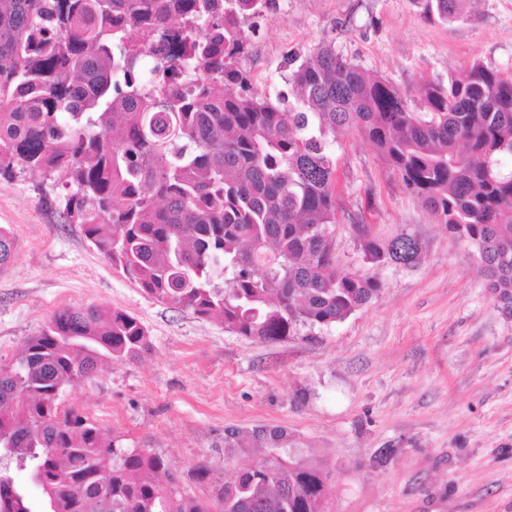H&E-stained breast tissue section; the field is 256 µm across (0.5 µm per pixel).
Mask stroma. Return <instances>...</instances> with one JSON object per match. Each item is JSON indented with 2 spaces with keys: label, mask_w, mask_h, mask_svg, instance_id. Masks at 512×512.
<instances>
[{
  "label": "stroma",
  "mask_w": 512,
  "mask_h": 512,
  "mask_svg": "<svg viewBox=\"0 0 512 512\" xmlns=\"http://www.w3.org/2000/svg\"><path fill=\"white\" fill-rule=\"evenodd\" d=\"M246 40L238 65L270 100L291 92L289 58L329 41L416 104L425 84L475 62L512 74V0H468L463 18L435 24L417 0H277ZM333 151L336 258L382 284L345 321L266 344L159 303L61 223L49 206L59 188L27 172L0 180V228L17 242L0 269V357L62 308L122 310L150 349L104 362L65 398L124 448L183 475L204 461L221 479L263 455L225 450V428L282 426L292 454L332 474L330 512H512V316L475 248L437 224L361 134L338 132ZM355 224L416 236L420 262L364 263Z\"/></svg>",
  "instance_id": "1"
}]
</instances>
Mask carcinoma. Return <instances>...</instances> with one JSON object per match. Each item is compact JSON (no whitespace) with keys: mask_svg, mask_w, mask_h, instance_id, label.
I'll list each match as a JSON object with an SVG mask.
<instances>
[{"mask_svg":"<svg viewBox=\"0 0 512 512\" xmlns=\"http://www.w3.org/2000/svg\"><path fill=\"white\" fill-rule=\"evenodd\" d=\"M424 18L464 0H418ZM274 0H0V180L37 171L58 214L156 301L262 343L309 337L376 298L381 282L336 262L332 146L355 129L449 235L473 245L512 315V76L481 63L425 85L418 105L319 44L271 103L237 66L244 26ZM154 50L151 66L143 52ZM363 260L413 266L422 245L353 224ZM15 241L0 230V268ZM150 346L135 316L94 304L56 312L0 359V512H313L330 474L254 428L273 453L223 481L190 480L128 450L64 391L104 359ZM26 470L42 494L10 475Z\"/></svg>","mask_w":512,"mask_h":512,"instance_id":"obj_1","label":"carcinoma"}]
</instances>
